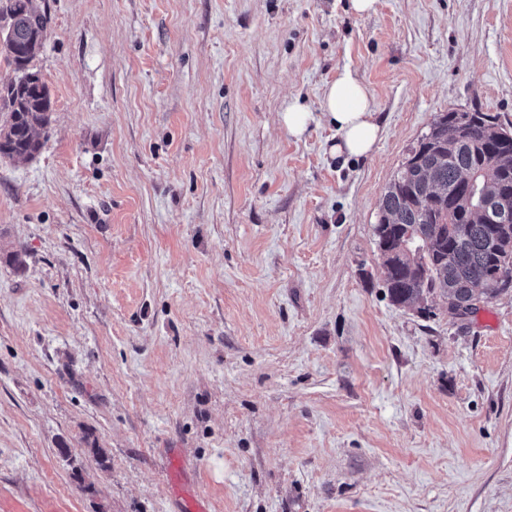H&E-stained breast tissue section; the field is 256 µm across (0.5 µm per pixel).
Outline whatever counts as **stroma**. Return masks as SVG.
I'll use <instances>...</instances> for the list:
<instances>
[{"label":"stroma","mask_w":512,"mask_h":512,"mask_svg":"<svg viewBox=\"0 0 512 512\" xmlns=\"http://www.w3.org/2000/svg\"><path fill=\"white\" fill-rule=\"evenodd\" d=\"M51 120L0 157V512H512V293L392 304L434 117L512 127V0H34ZM350 69L381 139L336 155ZM313 116L303 137L280 114ZM312 119L311 112L297 102L288 103L280 114L282 125L288 130V134L295 137H300L307 131ZM171 480L173 482V487L176 493V497H178V506L177 512H208V507L206 501L189 492L180 490L177 485H179L181 481V472L179 470H175L172 467L171 471Z\"/></svg>","instance_id":"1"}]
</instances>
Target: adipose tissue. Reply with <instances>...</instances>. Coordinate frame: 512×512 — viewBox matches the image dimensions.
<instances>
[{
  "label": "adipose tissue",
  "mask_w": 512,
  "mask_h": 512,
  "mask_svg": "<svg viewBox=\"0 0 512 512\" xmlns=\"http://www.w3.org/2000/svg\"><path fill=\"white\" fill-rule=\"evenodd\" d=\"M322 113L336 128V153L350 158L371 154L379 138L380 124L371 96L350 70L341 71L326 86Z\"/></svg>",
  "instance_id": "adipose-tissue-1"
}]
</instances>
